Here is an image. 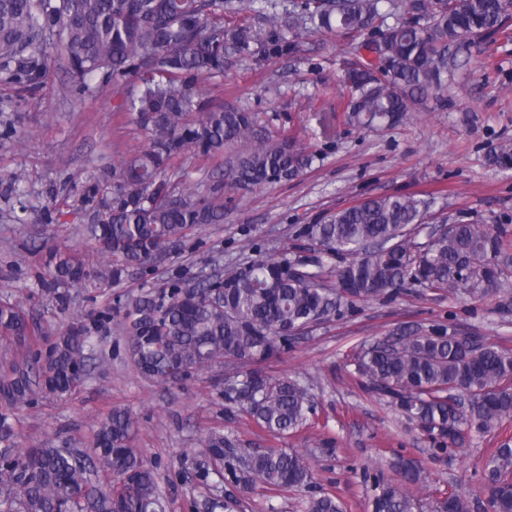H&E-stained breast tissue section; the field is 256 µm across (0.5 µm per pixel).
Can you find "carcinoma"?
<instances>
[{
  "mask_svg": "<svg viewBox=\"0 0 512 512\" xmlns=\"http://www.w3.org/2000/svg\"><path fill=\"white\" fill-rule=\"evenodd\" d=\"M258 0H0V80L32 93L59 64L72 91L104 82L136 80L137 94L118 109L136 114L150 133L147 149L99 177L83 193L86 232L104 259L90 269L79 255L52 248L38 275L42 289L65 306V284L92 277L114 283L161 254L179 250L202 224L224 222V191L249 192L289 181L313 156L286 138L263 134L255 113L211 106L200 83L224 74L235 58L294 56L304 37L341 31L359 39L346 72L350 118L362 125L395 123L426 103L448 81V40L458 49L488 35L507 34L512 0H288L283 20L273 11L265 27L239 20ZM393 22H388V19ZM219 179L202 195L171 189L173 162L192 152L224 156ZM488 161L512 169V143L494 147ZM425 201L385 195L336 211L319 224L296 226L291 246L277 257L251 254L227 263L218 275L186 283L172 279L149 292L73 322L48 339L41 323L16 303L0 301V338L12 346L0 361V512H167L156 470L132 448L136 421L114 409L97 425L89 447L15 440L19 413L47 394L63 396L84 379L99 348L97 334L115 322L141 375L160 384L176 372L190 377L216 365L236 364L224 375L222 395L265 432L283 437L304 425L312 408L309 389L259 368L298 339L316 320L343 303L389 297L405 285L437 292L466 291L481 299L507 287L495 259L506 232L460 222L448 232L415 242ZM338 265L328 280L327 261ZM367 387L398 407L409 423L444 452L473 432L492 431L512 417V351L476 337L460 342L443 327L410 328L377 339L356 357ZM207 452L185 473L208 485L252 490L300 489L309 484L311 457L278 448L239 450L219 430L206 434ZM403 481L380 483L372 512H413L408 486L419 470L399 462ZM483 500L453 491L436 512H512V445L505 442L484 467ZM309 512H343L325 493Z\"/></svg>",
  "mask_w": 512,
  "mask_h": 512,
  "instance_id": "obj_1",
  "label": "carcinoma"
}]
</instances>
